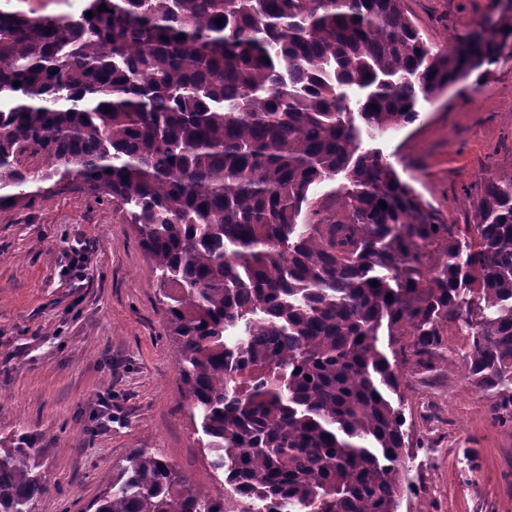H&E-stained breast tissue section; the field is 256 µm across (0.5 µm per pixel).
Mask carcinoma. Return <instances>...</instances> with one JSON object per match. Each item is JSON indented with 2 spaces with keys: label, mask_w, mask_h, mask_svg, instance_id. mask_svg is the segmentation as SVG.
Returning <instances> with one entry per match:
<instances>
[{
  "label": "carcinoma",
  "mask_w": 512,
  "mask_h": 512,
  "mask_svg": "<svg viewBox=\"0 0 512 512\" xmlns=\"http://www.w3.org/2000/svg\"><path fill=\"white\" fill-rule=\"evenodd\" d=\"M21 2L0 0V209L66 191L120 205L224 483L280 512H398L421 447L412 362L461 363L512 428V170L448 224L355 124L416 122L472 57L512 50V24L438 51L402 0H85L70 16ZM451 331L468 339L457 361ZM45 469L30 438L1 447L0 512H32ZM93 507L224 512V494L146 448Z\"/></svg>",
  "instance_id": "carcinoma-1"
}]
</instances>
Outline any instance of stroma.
Here are the masks:
<instances>
[{"instance_id": "1", "label": "stroma", "mask_w": 512, "mask_h": 512, "mask_svg": "<svg viewBox=\"0 0 512 512\" xmlns=\"http://www.w3.org/2000/svg\"><path fill=\"white\" fill-rule=\"evenodd\" d=\"M404 8L436 49L512 23V0ZM362 140L442 220L464 222L481 181L512 168V58L490 66L482 87L466 79L421 102L413 125ZM404 379V412L424 445L408 461L415 493L400 512H512V430L493 421L492 396L459 365L435 376L410 366ZM183 390L155 274L116 205L64 192L0 209V442L25 434L45 450L48 490L34 512H84L139 448L216 491Z\"/></svg>"}]
</instances>
